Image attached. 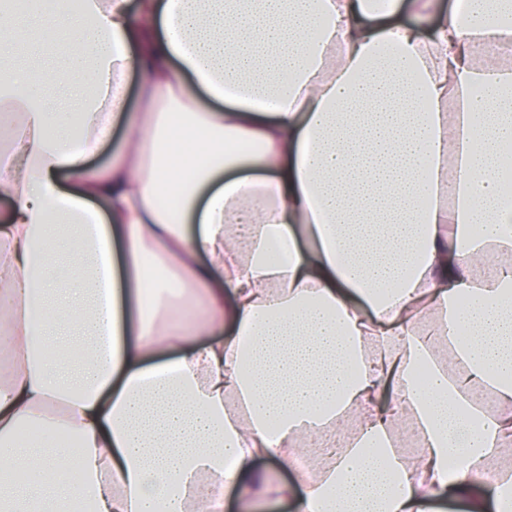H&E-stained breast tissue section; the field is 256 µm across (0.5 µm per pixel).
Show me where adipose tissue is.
<instances>
[{"label":"adipose tissue","instance_id":"1","mask_svg":"<svg viewBox=\"0 0 512 512\" xmlns=\"http://www.w3.org/2000/svg\"><path fill=\"white\" fill-rule=\"evenodd\" d=\"M21 43L74 103L0 61V512H512V0H0ZM125 139V130L123 126L112 130L110 137L102 142L91 155L89 164L91 166H101L106 164L123 144Z\"/></svg>","mask_w":512,"mask_h":512}]
</instances>
